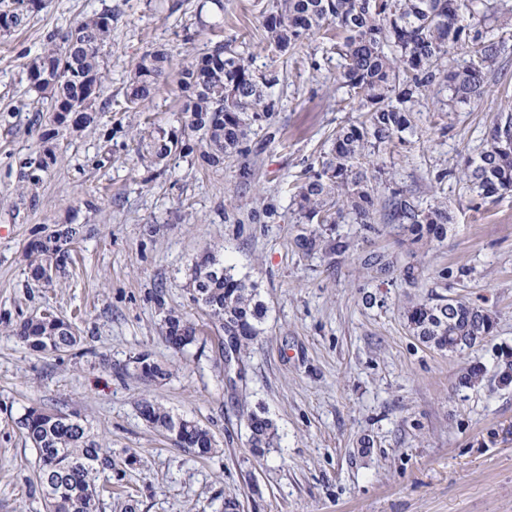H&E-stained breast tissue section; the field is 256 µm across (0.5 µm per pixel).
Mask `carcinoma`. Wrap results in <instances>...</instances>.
<instances>
[{
	"label": "carcinoma",
	"mask_w": 512,
	"mask_h": 512,
	"mask_svg": "<svg viewBox=\"0 0 512 512\" xmlns=\"http://www.w3.org/2000/svg\"><path fill=\"white\" fill-rule=\"evenodd\" d=\"M46 0H0V36L25 25L28 16L44 9ZM470 22L462 23L461 10ZM501 11L512 14L505 0H274L264 16L267 46L276 55L293 56L304 39L324 28L336 29L342 41L336 54L342 59L340 85L358 100L364 119L336 131L330 147L297 187L295 215L299 224L373 223V182L386 174L381 153L391 138L410 128L411 112L426 88L448 90V110L480 97L485 92L484 69L501 51L502 42L489 37L488 22ZM112 33V10L95 13L69 27L49 34L43 51L26 64L29 91L50 100L53 117L48 125L34 120L39 146L20 167V197L38 200L44 176L57 164L54 141L59 128L74 132L100 125L96 108L103 77V49ZM466 47L471 60L459 69L448 65L449 51ZM173 58L164 49H149L135 63L126 87V112H140L153 99L161 82L173 69ZM271 80L222 43L211 51L180 64L178 86L183 102L182 124L166 130L151 128L139 136L138 159L150 169L177 153H198L205 168L224 164V155L238 151L252 123L275 111L267 92ZM41 158L42 166L33 167ZM377 159L374 175H367L363 161ZM469 178L477 194L489 199L512 191V114L499 117L490 131L487 147L469 161ZM387 223L398 224L412 240H441L447 234L448 212L423 208L402 189L392 191ZM81 226L67 224L31 240L26 247L31 280L50 285L65 273L56 263L80 239ZM196 283L193 299L224 335L235 338L239 355L262 333L265 308L257 288L234 273L211 253L193 266ZM155 302L165 312L166 340L174 352L185 351L197 341V325L172 310L165 300ZM408 329L425 346L441 353H457L474 347L491 335L495 317L469 302L431 292L405 309ZM13 332L34 351H64L78 344L71 322L52 313L29 317ZM140 378L159 382L170 371L142 353L131 360ZM485 370L471 366L461 374L458 386L472 388L482 382ZM498 383L512 385V353L501 351ZM142 418L175 437L183 448L203 457L214 440L195 421L173 416L161 403L144 399ZM18 426L36 451V488L50 512H98L107 487L99 484L101 472L112 468V449L103 448L86 420L77 411L29 406ZM253 448L270 446L276 428L263 412L248 417Z\"/></svg>",
	"instance_id": "cac0c4a2"
}]
</instances>
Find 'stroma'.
<instances>
[{
  "mask_svg": "<svg viewBox=\"0 0 512 512\" xmlns=\"http://www.w3.org/2000/svg\"><path fill=\"white\" fill-rule=\"evenodd\" d=\"M48 0L13 35L0 38V512H45L35 491L36 453L15 421L41 404L80 411L115 470L101 512H512V386L488 379L459 387L470 364L494 370L512 348V192L481 199L467 181L468 160L485 148L497 115L512 113V28L485 71L484 94L454 112L426 93L412 130L384 151L379 199L403 188L448 209L443 240L411 242L376 218L322 227L350 249L338 264L296 247L291 195L340 127L361 120L336 75L334 39L316 34L294 57L273 59L263 19L273 0ZM112 10L98 105L100 128L61 129L58 164L35 208L13 214L20 164L38 146L25 67L49 33ZM204 25H197L196 16ZM231 42L252 69L273 79L276 102L220 169L175 155L154 172L137 162L134 127L177 126L176 75L161 83L144 113L122 111L136 61L152 47L181 60ZM78 221L82 236L69 275L52 287L28 276V242ZM211 252L255 282L267 308L263 331L239 361L225 364L223 331L191 299L196 257ZM390 265H368L373 255ZM422 269L416 283L401 267ZM447 279H438L440 270ZM490 310L492 336L459 354L427 348L404 319L408 299L430 289ZM166 306L201 324L186 353L163 337ZM50 312L73 321L81 342L63 353L30 350L11 330ZM170 377L149 382L128 370L141 353ZM150 398L207 428L205 458L147 425ZM265 411L277 440L250 450L247 416Z\"/></svg>",
  "mask_w": 512,
  "mask_h": 512,
  "instance_id": "obj_1",
  "label": "stroma"
}]
</instances>
